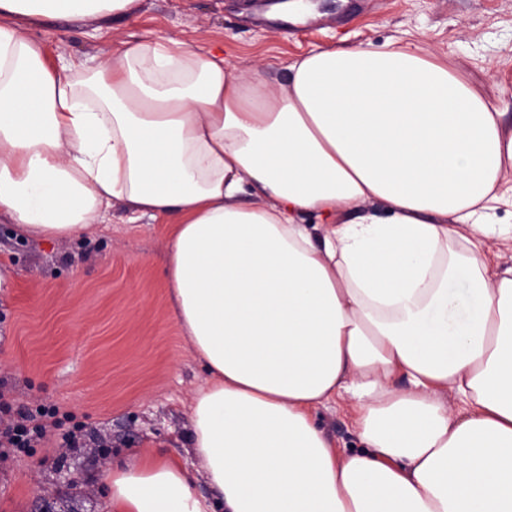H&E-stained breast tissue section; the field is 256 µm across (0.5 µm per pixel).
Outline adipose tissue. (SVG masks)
<instances>
[{"mask_svg":"<svg viewBox=\"0 0 512 512\" xmlns=\"http://www.w3.org/2000/svg\"><path fill=\"white\" fill-rule=\"evenodd\" d=\"M140 6L0 0V221L172 218L169 305L207 375L199 471L113 464L108 512H512V266L487 245L512 239L487 222L512 118L414 43L314 49L273 85L166 37L57 66L34 34ZM330 402L351 455L314 420ZM318 425L335 443L336 453L345 456L359 446L351 415L343 405L329 403L314 412Z\"/></svg>","mask_w":512,"mask_h":512,"instance_id":"obj_1","label":"adipose tissue"}]
</instances>
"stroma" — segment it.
I'll use <instances>...</instances> for the list:
<instances>
[{
  "mask_svg": "<svg viewBox=\"0 0 512 512\" xmlns=\"http://www.w3.org/2000/svg\"><path fill=\"white\" fill-rule=\"evenodd\" d=\"M253 0H142L134 20L39 33L51 62L94 66L111 44L166 36L236 65L260 63L281 80L292 58L317 48L415 40L467 72L492 106L512 115V0H311L310 14L249 19ZM114 204L102 224L69 242L32 239L0 223V422L22 407L54 406L62 421L34 447H0V512H105L98 480L137 452L184 453L190 398L205 377L189 355L162 285L169 227L127 221ZM339 455L358 447L347 409L314 413ZM72 434L73 442L62 439ZM82 476L63 497L65 471Z\"/></svg>",
  "mask_w": 512,
  "mask_h": 512,
  "instance_id": "stroma-1",
  "label": "stroma"
}]
</instances>
